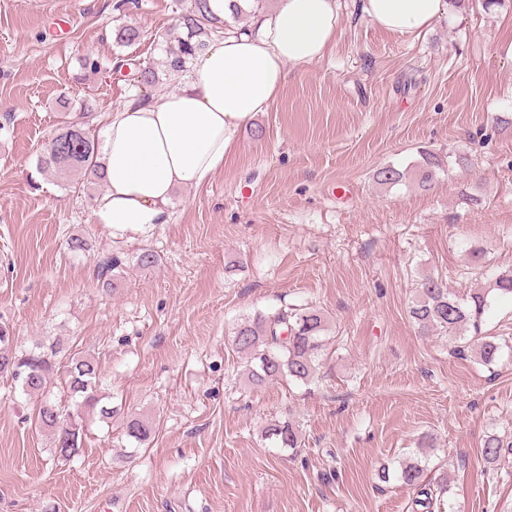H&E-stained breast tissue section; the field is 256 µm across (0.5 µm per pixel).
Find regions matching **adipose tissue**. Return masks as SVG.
I'll return each instance as SVG.
<instances>
[{"mask_svg": "<svg viewBox=\"0 0 512 512\" xmlns=\"http://www.w3.org/2000/svg\"><path fill=\"white\" fill-rule=\"evenodd\" d=\"M445 0H363L362 11L387 31L430 28ZM193 59L177 90L136 96L109 113L103 133L105 191L93 221L121 235L168 223L175 190L201 185L224 166L239 129L266 111L290 69L324 58L338 33L337 0H280Z\"/></svg>", "mask_w": 512, "mask_h": 512, "instance_id": "ef3b65f1", "label": "adipose tissue"}]
</instances>
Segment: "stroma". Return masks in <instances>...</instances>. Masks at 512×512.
I'll list each match as a JSON object with an SVG mask.
<instances>
[{
  "label": "stroma",
  "instance_id": "stroma-1",
  "mask_svg": "<svg viewBox=\"0 0 512 512\" xmlns=\"http://www.w3.org/2000/svg\"><path fill=\"white\" fill-rule=\"evenodd\" d=\"M120 2L0 0V324L18 348L60 337L95 357L119 411L86 417L79 453L57 460L30 425L35 397L0 375V512H410L408 489L378 470L425 434L430 470L453 477L441 512H512V458L493 475L480 456L488 433L512 439V302L485 316L508 345L489 368L408 316L425 276L463 295L512 270V0H454L405 36L340 0L328 54L289 73L206 185L175 190L169 223L123 237L37 169L62 111L90 103L102 135L134 91L116 58H163L189 4ZM126 24L143 36L123 47ZM424 151L451 160L431 189L377 182ZM77 233L88 251L69 250ZM144 247L159 266L103 290L98 256ZM308 305L330 321L318 380L248 384L237 323ZM135 414L160 421L139 451L121 427ZM275 420L299 448L265 438Z\"/></svg>",
  "mask_w": 512,
  "mask_h": 512
}]
</instances>
